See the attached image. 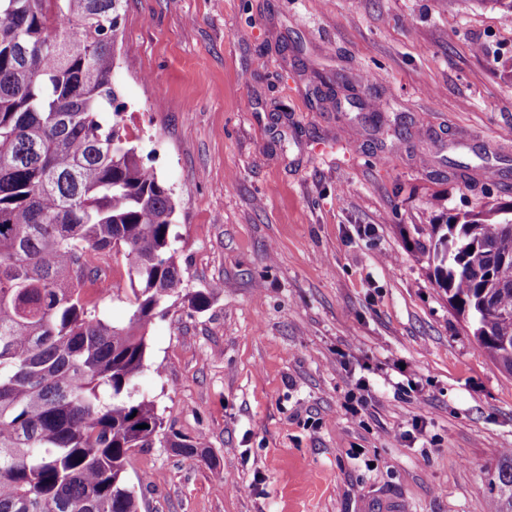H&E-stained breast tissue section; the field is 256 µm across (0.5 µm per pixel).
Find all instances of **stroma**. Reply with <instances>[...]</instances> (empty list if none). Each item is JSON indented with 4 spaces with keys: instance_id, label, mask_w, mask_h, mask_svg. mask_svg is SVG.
I'll list each match as a JSON object with an SVG mask.
<instances>
[{
    "instance_id": "35a3bbf8",
    "label": "stroma",
    "mask_w": 512,
    "mask_h": 512,
    "mask_svg": "<svg viewBox=\"0 0 512 512\" xmlns=\"http://www.w3.org/2000/svg\"><path fill=\"white\" fill-rule=\"evenodd\" d=\"M122 28L127 135L211 294L146 329L139 391L210 461L135 449L140 512H489L512 380L429 248L512 203V26L461 0H127ZM100 258L121 279L85 299L127 322L126 254Z\"/></svg>"
}]
</instances>
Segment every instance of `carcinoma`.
Masks as SVG:
<instances>
[{"label": "carcinoma", "instance_id": "carcinoma-1", "mask_svg": "<svg viewBox=\"0 0 512 512\" xmlns=\"http://www.w3.org/2000/svg\"><path fill=\"white\" fill-rule=\"evenodd\" d=\"M125 0H0V512H139L128 458L162 430L135 397L146 327L185 291L172 189L127 137L114 83ZM433 276L512 378V207L433 226ZM122 245L125 324L87 307L79 254ZM147 428H141V425ZM168 447L208 460L202 439ZM491 512H512V452Z\"/></svg>", "mask_w": 512, "mask_h": 512}]
</instances>
